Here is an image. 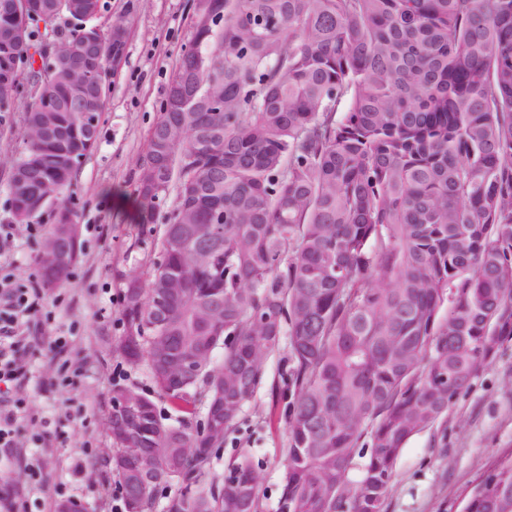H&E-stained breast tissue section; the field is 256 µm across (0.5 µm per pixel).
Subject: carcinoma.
I'll use <instances>...</instances> for the list:
<instances>
[{
	"instance_id": "1",
	"label": "carcinoma",
	"mask_w": 512,
	"mask_h": 512,
	"mask_svg": "<svg viewBox=\"0 0 512 512\" xmlns=\"http://www.w3.org/2000/svg\"><path fill=\"white\" fill-rule=\"evenodd\" d=\"M0 0V112L15 111L19 77L26 139L9 162L13 215L59 201L48 243L75 211L65 195L102 116L113 46L97 25L102 0H27L26 18ZM170 85L193 92L190 112L169 100L139 160L141 223L163 217L159 259L127 276L115 351L145 363L156 394L180 414L160 416L135 385L151 435L112 436L123 494L126 449L156 455L142 491L159 486L181 512H263L252 458L218 475L213 451L193 452L188 420L224 400V434L281 355L287 512H386L400 454L446 422L471 380L512 339V0H206ZM67 17L59 42L47 27ZM46 31L39 33V24ZM169 148L162 196L146 189L156 140ZM211 224L224 236L208 239ZM168 296L166 324L146 311ZM195 353V380L173 388L158 347ZM224 351L221 363L214 362ZM370 448L359 479L357 448ZM512 507V454L494 461L467 512Z\"/></svg>"
}]
</instances>
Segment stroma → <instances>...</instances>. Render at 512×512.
<instances>
[{"label": "stroma", "instance_id": "35a3bbf8", "mask_svg": "<svg viewBox=\"0 0 512 512\" xmlns=\"http://www.w3.org/2000/svg\"><path fill=\"white\" fill-rule=\"evenodd\" d=\"M101 29L124 25V58L111 78L108 108L98 129L96 148L79 166L67 202L77 215L82 250L66 285L49 289L42 303L54 312L49 323L32 325L36 341L27 353L33 384L14 389L30 413L51 421L52 442L36 447L29 423L21 425L25 464L0 461V489L20 490L27 512H56L58 484H66L91 512H110L108 490L118 483L108 459L112 438L105 420L115 386L153 385L146 366L133 367L112 349L123 334L120 315L125 274L157 260L155 245L162 224H144L134 202L138 159L160 117V105L176 65L193 35L194 0H103ZM20 113L0 121V225H10L13 241L0 254V272L17 279L39 277L37 248L51 212L34 226L12 221L8 203V165L23 149ZM65 336L73 356L84 365L75 386L54 381L51 345ZM271 399L260 386L231 433L213 455L216 473L228 472L240 453L252 455L265 512H282L280 487L285 476L283 424L263 419ZM512 452V340L496 361L475 376L448 411L444 427L425 430L404 448L390 481L387 512H461L465 497L491 463Z\"/></svg>", "mask_w": 512, "mask_h": 512}]
</instances>
